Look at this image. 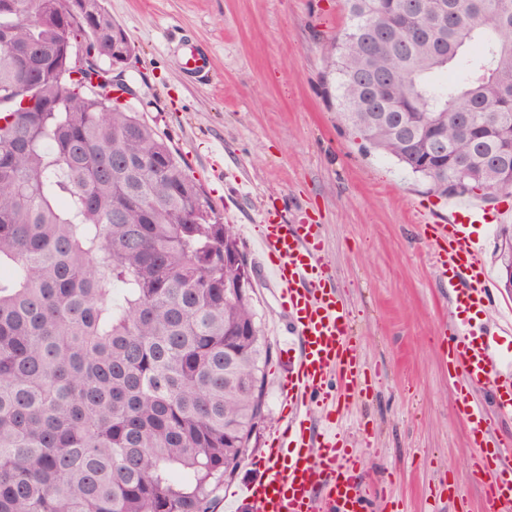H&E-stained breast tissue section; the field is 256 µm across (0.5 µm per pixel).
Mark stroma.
Here are the masks:
<instances>
[{
    "label": "stroma",
    "instance_id": "1",
    "mask_svg": "<svg viewBox=\"0 0 512 512\" xmlns=\"http://www.w3.org/2000/svg\"><path fill=\"white\" fill-rule=\"evenodd\" d=\"M135 48L122 79L145 119L180 153L245 251L261 214L322 228L336 294L353 313L366 382L342 416L363 449L366 487L405 512H483L482 484L442 339L453 331L452 288L431 256L418 211L426 186L391 157L365 150L336 119L324 90L327 56L348 23L343 0H105ZM212 60L205 81L188 75L183 49ZM256 309L272 347L267 419L254 434L215 512L255 477L282 418L279 387L295 355L285 313L262 274Z\"/></svg>",
    "mask_w": 512,
    "mask_h": 512
}]
</instances>
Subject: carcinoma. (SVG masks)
<instances>
[{"instance_id":"cac0c4a2","label":"carcinoma","mask_w":512,"mask_h":512,"mask_svg":"<svg viewBox=\"0 0 512 512\" xmlns=\"http://www.w3.org/2000/svg\"><path fill=\"white\" fill-rule=\"evenodd\" d=\"M66 2L0 0V512H213L266 420L253 289L224 295V252L248 258L137 105H104L121 25ZM368 3L345 0L324 77L340 122L433 195L512 194L499 0H448L438 60L416 37L437 0Z\"/></svg>"}]
</instances>
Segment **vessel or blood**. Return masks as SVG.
<instances>
[{"mask_svg": "<svg viewBox=\"0 0 512 512\" xmlns=\"http://www.w3.org/2000/svg\"><path fill=\"white\" fill-rule=\"evenodd\" d=\"M512 204L486 207L470 200L449 203L447 217L422 212L434 228V266L440 279L455 285L454 332L446 336L454 366L450 374L462 404L473 459L485 472L483 512H512V441L493 440L491 414L512 418V324L487 332L481 317L494 302L495 283L483 247L468 231L472 224L505 222ZM270 261L264 273L288 313L285 330L294 336L298 355L280 391L283 420L268 447L252 465L255 479L235 496L246 512H369L362 489L363 458L340 429L343 410L354 397V384L365 373L352 335V316L336 298L333 275L322 255L320 225L311 219L283 224L264 219L258 241ZM485 391L489 404H474V391Z\"/></svg>", "mask_w": 512, "mask_h": 512, "instance_id": "1", "label": "vessel or blood"}]
</instances>
